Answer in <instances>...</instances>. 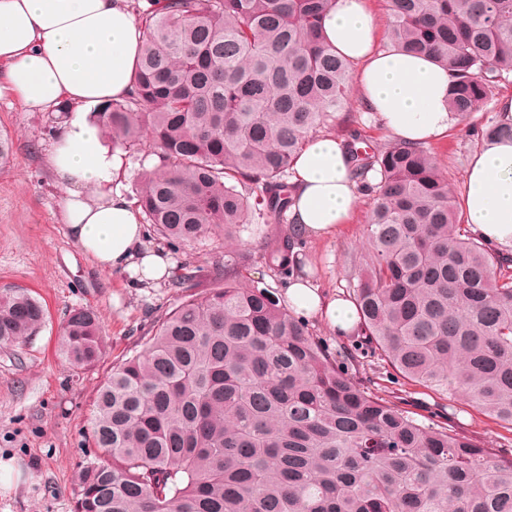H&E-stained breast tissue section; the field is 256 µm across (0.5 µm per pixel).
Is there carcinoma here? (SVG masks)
Instances as JSON below:
<instances>
[{"label": "carcinoma", "instance_id": "obj_1", "mask_svg": "<svg viewBox=\"0 0 512 512\" xmlns=\"http://www.w3.org/2000/svg\"><path fill=\"white\" fill-rule=\"evenodd\" d=\"M334 3L135 0L132 88L95 114L114 147L153 142L138 203L169 243L214 227L232 240L257 210L283 219L293 161L347 100L350 61L321 35ZM388 11L392 45L452 71L461 122L512 71V0H388ZM478 136L512 137V123ZM346 142L351 177L374 198L349 289L368 353L390 383L461 397L512 431V257L465 229L429 147L371 153L355 130ZM296 245L286 237L260 258L288 277L302 266ZM44 321L27 289L0 290L1 345ZM61 350L75 366L102 359L96 312L69 313ZM90 437L101 454L77 475L74 512H512V455L358 383L276 289L235 265L112 365Z\"/></svg>", "mask_w": 512, "mask_h": 512}]
</instances>
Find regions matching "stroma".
<instances>
[{"label": "stroma", "instance_id": "stroma-1", "mask_svg": "<svg viewBox=\"0 0 512 512\" xmlns=\"http://www.w3.org/2000/svg\"><path fill=\"white\" fill-rule=\"evenodd\" d=\"M64 116L30 112L11 98L0 99V132L14 142L9 164L0 167V289L19 286L30 291L47 310L44 325L21 343L0 346V512H73L75 477L93 460L88 442L89 404L106 380L114 360L141 349L154 322L186 296L215 287L216 274L230 259L249 257L250 278L277 291L286 284L272 276L258 253L266 241L288 231V223H264L252 216L233 248L216 230L195 246L173 249L155 232H147L148 247L163 251L173 265L190 264L194 278L187 287L171 279L137 283L129 272L99 269L74 242L63 222V191L54 181L46 155L53 133ZM356 128L371 148L392 142L377 114L366 113L356 91L337 112L327 132L344 138ZM454 197H461L466 170L478 146L461 126L430 144ZM117 179L129 200H137L139 175L157 161L150 145L121 153ZM372 207L359 195L349 222L334 235L304 239L303 275L327 294L345 293L355 261L364 251V228ZM94 310L100 319L106 355L93 367L77 368L60 351L62 327L69 311ZM357 379L372 382L379 395H390L381 361L367 357ZM420 411H443L449 425L488 448H512V432L494 418L409 384L397 388Z\"/></svg>", "mask_w": 512, "mask_h": 512}]
</instances>
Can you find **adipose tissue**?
<instances>
[{
	"label": "adipose tissue",
	"instance_id": "ef3b65f1",
	"mask_svg": "<svg viewBox=\"0 0 512 512\" xmlns=\"http://www.w3.org/2000/svg\"><path fill=\"white\" fill-rule=\"evenodd\" d=\"M322 29L328 45L360 63V96L394 137L425 142L454 126L450 71L428 55L377 50L380 25L367 0H336ZM143 42L126 0H0V98L32 111L69 109L48 163L64 189L60 206L70 236L99 268L150 282L169 275V260L144 248L139 213L116 182L119 159L87 114L129 93ZM291 182L290 219L301 236L336 233L357 206L347 149L332 135L310 136ZM462 207L475 234L512 250V140L475 152ZM285 297L295 312L324 319L337 335L358 327L353 304L321 295L304 277L289 280Z\"/></svg>",
	"mask_w": 512,
	"mask_h": 512
}]
</instances>
